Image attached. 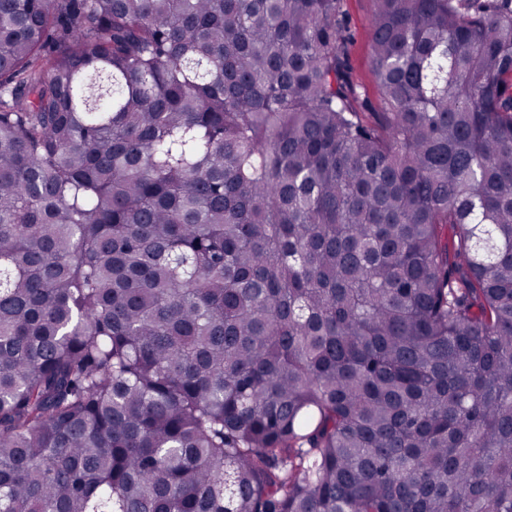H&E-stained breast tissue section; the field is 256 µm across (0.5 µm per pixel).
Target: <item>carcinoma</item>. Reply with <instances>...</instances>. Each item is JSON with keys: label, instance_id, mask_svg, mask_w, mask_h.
I'll return each mask as SVG.
<instances>
[{"label": "carcinoma", "instance_id": "carcinoma-1", "mask_svg": "<svg viewBox=\"0 0 512 512\" xmlns=\"http://www.w3.org/2000/svg\"><path fill=\"white\" fill-rule=\"evenodd\" d=\"M0 0V512H512V0ZM342 9L352 42L348 47L354 81L365 91L372 105L377 107V88L370 55L372 0H343Z\"/></svg>", "mask_w": 512, "mask_h": 512}]
</instances>
